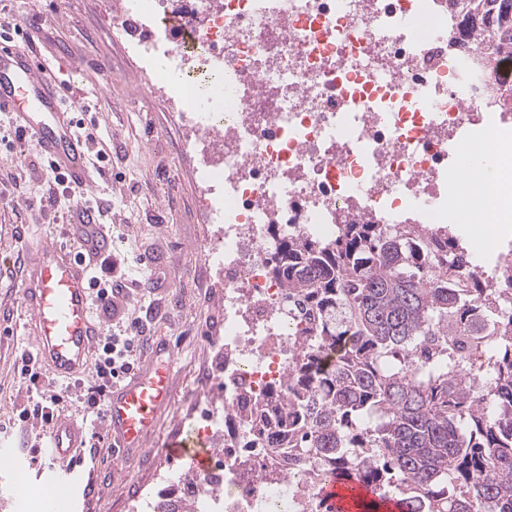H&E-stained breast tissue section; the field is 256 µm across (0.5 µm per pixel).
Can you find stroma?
I'll return each instance as SVG.
<instances>
[{"mask_svg":"<svg viewBox=\"0 0 512 512\" xmlns=\"http://www.w3.org/2000/svg\"><path fill=\"white\" fill-rule=\"evenodd\" d=\"M4 4L26 34L18 52L47 65L65 85L64 106L75 118L89 113L98 125L97 147L108 160L101 164L89 157L88 167L112 245L91 266L119 290L113 322L147 317L153 357L173 366V399L157 421L152 444L162 448L195 436L194 424L183 418L185 407L201 393L218 398L224 392L223 382L202 376L222 308L206 293L205 261L196 248L203 217L175 117L138 90L157 71V55L135 51L151 32L142 27L124 39L115 37L112 16L126 10L128 0H0ZM72 60L83 66L76 79L68 70ZM65 192L46 176L35 140L0 144V449H20L21 465L31 472L46 459L37 450L42 423L31 415L35 388L21 372L22 355L36 354L37 341L25 327L18 261L43 237L64 238L67 226L46 200ZM95 379L90 366L79 379L54 382L66 393L63 412L85 426L86 446L74 480L91 487L79 505L62 501L56 512H120L125 503L154 512L165 488L143 485L141 477L155 460L130 450L121 466L113 465L110 441L84 403Z\"/></svg>","mask_w":512,"mask_h":512,"instance_id":"35a3bbf8","label":"stroma"}]
</instances>
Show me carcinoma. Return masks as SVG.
<instances>
[{"mask_svg":"<svg viewBox=\"0 0 512 512\" xmlns=\"http://www.w3.org/2000/svg\"><path fill=\"white\" fill-rule=\"evenodd\" d=\"M512 64V0H448ZM419 224L284 237L272 272L306 303L263 448L398 512H512V288Z\"/></svg>","mask_w":512,"mask_h":512,"instance_id":"carcinoma-1","label":"carcinoma"}]
</instances>
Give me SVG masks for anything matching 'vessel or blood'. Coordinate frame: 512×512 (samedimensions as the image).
Returning <instances> with one entry per match:
<instances>
[{"label":"vessel or blood","instance_id":"b4317fda","mask_svg":"<svg viewBox=\"0 0 512 512\" xmlns=\"http://www.w3.org/2000/svg\"><path fill=\"white\" fill-rule=\"evenodd\" d=\"M0 112L11 113L17 129L32 135L41 153L71 181L94 190L86 161V143L73 130L63 109V89L49 70L34 58L18 56L10 40L0 37ZM76 246L43 242L23 276L27 323L39 342L38 362L59 378L81 374L86 359L102 333L88 303L86 259L108 244L92 213L81 210L73 227ZM169 364L144 361L128 381L109 395L103 428L118 453L146 450L160 409L171 398ZM82 441V429L74 419L54 418L44 441L52 461H68ZM175 458L190 459L196 472H205L211 452L190 440L169 444ZM52 498H70L75 493L69 474H50L43 479ZM325 493L330 512H360L373 497L371 488L357 482L329 481Z\"/></svg>","mask_w":512,"mask_h":512}]
</instances>
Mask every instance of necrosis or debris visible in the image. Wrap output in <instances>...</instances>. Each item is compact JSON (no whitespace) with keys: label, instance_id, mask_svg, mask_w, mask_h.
<instances>
[{"label":"necrosis or debris","instance_id":"1","mask_svg":"<svg viewBox=\"0 0 512 512\" xmlns=\"http://www.w3.org/2000/svg\"><path fill=\"white\" fill-rule=\"evenodd\" d=\"M181 73L168 104L191 131L186 154L206 224L200 248L224 321L208 366L224 401L188 412L211 449L183 495L194 512H302L305 467L245 444L237 405L283 382L299 330L271 270L282 236L336 237L346 224L427 225L446 235L448 169L475 136H512L499 88L512 67L459 39L448 0H148ZM440 34L422 39L413 15Z\"/></svg>","mask_w":512,"mask_h":512}]
</instances>
